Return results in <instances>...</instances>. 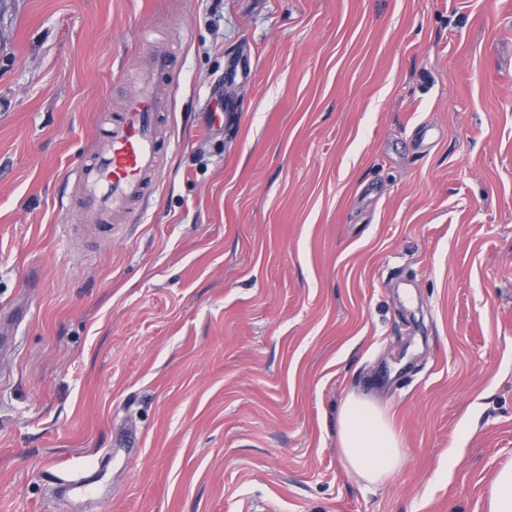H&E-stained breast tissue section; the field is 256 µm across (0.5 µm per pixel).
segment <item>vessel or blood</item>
<instances>
[{
	"instance_id": "obj_1",
	"label": "vessel or blood",
	"mask_w": 512,
	"mask_h": 512,
	"mask_svg": "<svg viewBox=\"0 0 512 512\" xmlns=\"http://www.w3.org/2000/svg\"><path fill=\"white\" fill-rule=\"evenodd\" d=\"M172 67L166 52L146 56L140 86L129 94L123 112L110 126L103 149L79 171L76 194L87 222L98 225L100 232H107L112 212L143 196L157 167L164 102L156 95L155 84Z\"/></svg>"
}]
</instances>
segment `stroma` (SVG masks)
<instances>
[{"label":"stroma","instance_id":"stroma-1","mask_svg":"<svg viewBox=\"0 0 512 512\" xmlns=\"http://www.w3.org/2000/svg\"><path fill=\"white\" fill-rule=\"evenodd\" d=\"M157 43L103 243L75 175ZM509 462L512 0H0V512H487ZM337 441L346 468L370 484L391 478L404 461L399 439L384 412L354 393L341 405Z\"/></svg>","mask_w":512,"mask_h":512}]
</instances>
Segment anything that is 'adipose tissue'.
I'll use <instances>...</instances> for the list:
<instances>
[{
  "mask_svg": "<svg viewBox=\"0 0 512 512\" xmlns=\"http://www.w3.org/2000/svg\"><path fill=\"white\" fill-rule=\"evenodd\" d=\"M337 441L347 469L370 484L391 478L404 461L399 439L384 412L353 393L341 405Z\"/></svg>",
  "mask_w": 512,
  "mask_h": 512,
  "instance_id": "obj_1",
  "label": "adipose tissue"
}]
</instances>
